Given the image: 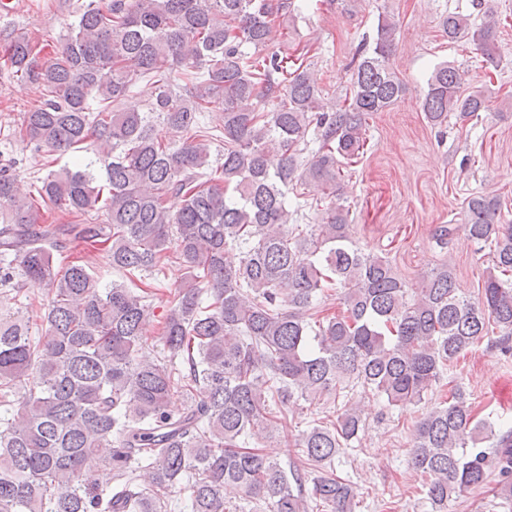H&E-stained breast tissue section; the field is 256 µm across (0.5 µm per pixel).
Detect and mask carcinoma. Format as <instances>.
Masks as SVG:
<instances>
[{"label":"carcinoma","instance_id":"carcinoma-1","mask_svg":"<svg viewBox=\"0 0 512 512\" xmlns=\"http://www.w3.org/2000/svg\"><path fill=\"white\" fill-rule=\"evenodd\" d=\"M299 11L295 0H112L105 11L84 0L53 59L40 60L25 33L7 39L10 66L43 91L10 135L38 152L92 147L95 158L37 178V201L18 193L15 162L0 163V286L12 285L15 260L48 288L35 335L29 306L0 311V512H245L227 487L268 512H310L312 500L356 512L332 464L357 438L360 410L347 403L292 435L297 402L352 383L405 408L472 347L512 350V224L502 223L498 196L469 197L461 224L434 231L441 247L460 232L490 247L473 299L458 293L449 263L411 288L388 259L357 247L340 184L364 155L367 120L405 93L390 67L396 26L379 18L346 105L326 112L311 67L290 71L286 58L262 54ZM440 27L495 59L491 27L457 13ZM144 81L153 87L147 109L122 108ZM463 85L455 66H434L422 104L431 125L486 110L484 95ZM215 104L223 126L214 131L201 117ZM156 120L174 140L153 136ZM312 125L319 147L302 161ZM221 142L224 162L214 167L212 144ZM301 186L329 200L315 224L297 223L318 205ZM44 209L74 220L41 224ZM93 213L101 223L80 222ZM71 235L112 269L150 281L137 291L104 287L85 260L56 265L53 251ZM229 244L236 265L224 261ZM172 263L184 277L153 355L142 325L153 283ZM333 286L344 289V308L329 314L319 296ZM176 397L186 405L173 410ZM264 432L313 470L250 447ZM411 464L427 476L435 512L494 471L511 497L512 427L454 387L417 421ZM99 468L110 483L94 480Z\"/></svg>","mask_w":512,"mask_h":512}]
</instances>
